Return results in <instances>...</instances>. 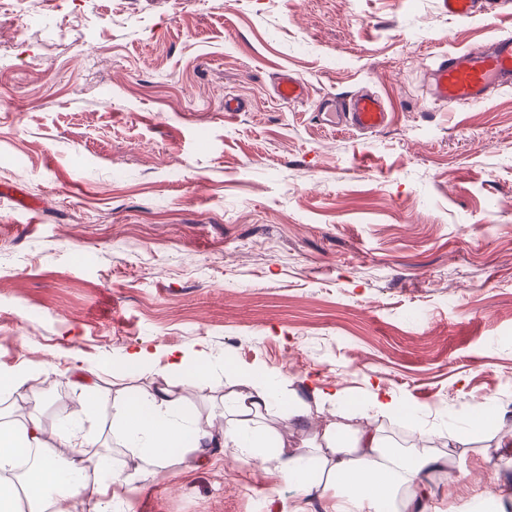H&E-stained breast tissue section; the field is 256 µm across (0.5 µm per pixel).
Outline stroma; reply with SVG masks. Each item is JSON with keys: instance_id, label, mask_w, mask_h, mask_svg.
<instances>
[{"instance_id": "35a3bbf8", "label": "stroma", "mask_w": 512, "mask_h": 512, "mask_svg": "<svg viewBox=\"0 0 512 512\" xmlns=\"http://www.w3.org/2000/svg\"><path fill=\"white\" fill-rule=\"evenodd\" d=\"M0 27V369L49 353L101 367L85 421L114 459L113 384L140 347L206 351L183 412H223L227 368L283 394L336 390L351 428L374 392L436 440L489 398L506 427L444 448L449 506L512 482V89L435 106L434 56L511 34L512 16L449 17L440 0H22ZM66 38H59L60 29ZM307 87L291 105L278 73ZM375 93L378 131H333L329 96ZM244 100L241 112L224 99ZM248 346L246 359L235 357ZM292 490L216 449L157 470L135 512H281Z\"/></svg>"}]
</instances>
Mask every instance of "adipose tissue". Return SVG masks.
<instances>
[{"label":"adipose tissue","instance_id":"adipose-tissue-1","mask_svg":"<svg viewBox=\"0 0 512 512\" xmlns=\"http://www.w3.org/2000/svg\"><path fill=\"white\" fill-rule=\"evenodd\" d=\"M210 372L205 355L191 359L170 351L167 364L154 371V388L127 396L120 408L114 433L128 452L117 461L87 452L82 420L99 401L96 370L47 361L43 383L61 373L73 376L76 409L51 441L39 401L30 402L21 425L0 423V512H133L123 488L156 470L192 467L212 448L245 464L261 462L269 446L276 471L293 491L282 512H309L315 501L323 512H438L443 490L434 477L444 468L441 456L391 445L367 425L351 431L314 416L310 406L283 399L273 377L238 375L235 390L224 395L222 416H182L185 390ZM270 411L289 427L307 431L305 451L269 434L261 418ZM244 421L254 422L253 432L241 429ZM24 448L38 455L20 473L17 459Z\"/></svg>","mask_w":512,"mask_h":512}]
</instances>
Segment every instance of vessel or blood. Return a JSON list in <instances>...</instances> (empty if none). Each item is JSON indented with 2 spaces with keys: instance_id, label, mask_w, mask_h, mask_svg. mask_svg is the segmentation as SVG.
Wrapping results in <instances>:
<instances>
[{
  "instance_id": "obj_1",
  "label": "vessel or blood",
  "mask_w": 512,
  "mask_h": 512,
  "mask_svg": "<svg viewBox=\"0 0 512 512\" xmlns=\"http://www.w3.org/2000/svg\"><path fill=\"white\" fill-rule=\"evenodd\" d=\"M454 18H468L481 12H512V0H441ZM512 87V35H503L468 49L438 53L431 70L430 99L433 104L479 103L492 91ZM304 84L293 74H282L275 87L284 102L303 96ZM319 115L327 126L373 132L383 128L388 114L381 99L369 94L329 98L320 105Z\"/></svg>"
}]
</instances>
